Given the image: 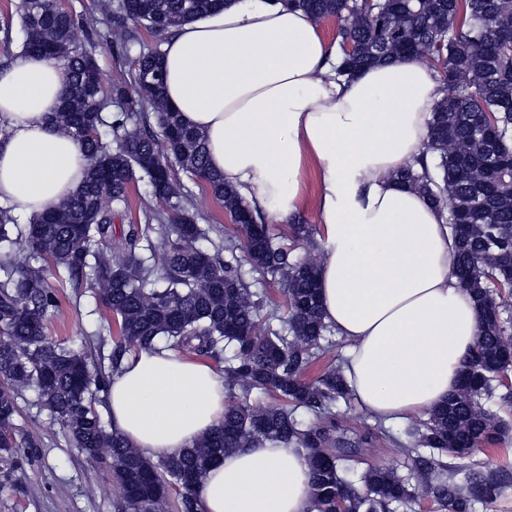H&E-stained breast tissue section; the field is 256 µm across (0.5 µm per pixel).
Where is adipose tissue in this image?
I'll list each match as a JSON object with an SVG mask.
<instances>
[{"label":"adipose tissue","mask_w":512,"mask_h":512,"mask_svg":"<svg viewBox=\"0 0 512 512\" xmlns=\"http://www.w3.org/2000/svg\"><path fill=\"white\" fill-rule=\"evenodd\" d=\"M162 53L168 104L264 222L298 216L313 171L324 320L348 344L343 373L361 407L406 421L444 401L478 316L453 275L446 213L392 178L426 151L437 73L401 59L337 75L338 43L278 0H231L173 29ZM65 81L26 53L0 71V204L28 216L85 179L83 153L51 122ZM225 403L219 370L166 350L126 358L107 396L113 428L156 457L191 447ZM199 494L203 512H311L309 464L290 445L240 448L209 467Z\"/></svg>","instance_id":"ef3b65f1"}]
</instances>
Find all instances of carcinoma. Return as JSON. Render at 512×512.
Returning a JSON list of instances; mask_svg holds the SVG:
<instances>
[{
    "instance_id": "obj_1",
    "label": "carcinoma",
    "mask_w": 512,
    "mask_h": 512,
    "mask_svg": "<svg viewBox=\"0 0 512 512\" xmlns=\"http://www.w3.org/2000/svg\"><path fill=\"white\" fill-rule=\"evenodd\" d=\"M226 0H102V17L125 47L140 43L138 24L162 36ZM315 19L334 17L340 44H351L336 68L351 76L370 63L407 58L431 69L430 56L445 57L437 70L443 96L429 121L427 146L434 160L420 159L394 174L397 182L467 225L456 236L453 275L474 301L480 332L466 366L480 371L475 397L512 403V386L495 378L504 368L506 321L491 313L492 289L512 283V0H283ZM23 50L62 64L66 88L54 125L71 136L88 159L81 188L52 209L31 219L20 257L0 252V487L23 465L15 434L18 399L37 393L40 407L58 419L72 443L107 465L122 492V512H202L198 488L215 461L250 445H291L310 466L315 512H393L410 507L414 492L388 465L362 460L349 442L334 436L336 403L351 392L342 369L330 367L313 382L301 374L325 336L318 288V263L294 256L295 246H274L268 226L223 175L208 166L202 133L187 126L164 96L162 51L139 47L133 86L103 87L92 52L73 40L70 15L54 0H22ZM152 103L156 128L140 126V99ZM125 106L103 116L112 102ZM456 149L449 152L448 142ZM205 181L224 205L237 234L224 236L213 251L196 246L202 232L169 168L170 161ZM150 181L155 202L177 199V218L146 204L145 223L129 224L120 236L112 219L128 208L136 174ZM18 226L9 208H0V244L13 243ZM162 240L159 255L153 239ZM242 248L253 268L283 281L285 316L265 309L262 297L243 284L235 251ZM227 251L230 259L219 253ZM63 271L74 287H97V298L119 326L112 371L127 351L159 347L224 361L227 407L224 421L192 447L156 460L104 424L91 386L107 392L109 380L91 379L86 356L49 339L46 315L57 306L48 274ZM277 319L283 331L259 335V321ZM276 403L253 405V391ZM303 409L315 417L304 425ZM506 420L490 412L477 415L455 392L407 430L414 446L412 467L421 478L423 498L439 512H472L493 504L512 488V466L465 463L475 451L505 443ZM178 489L177 505L170 490Z\"/></svg>"
}]
</instances>
